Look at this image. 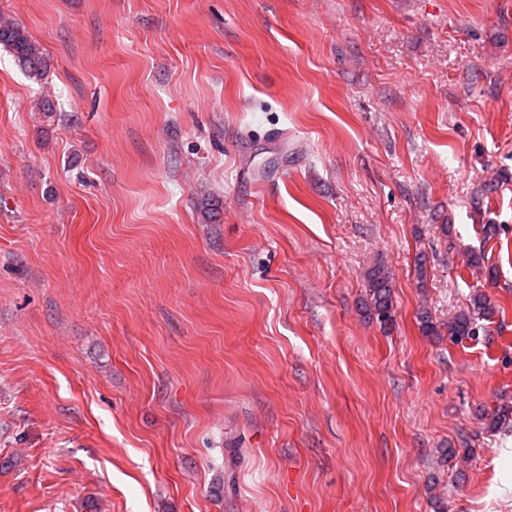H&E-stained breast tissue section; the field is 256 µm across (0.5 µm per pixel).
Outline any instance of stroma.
<instances>
[{
  "instance_id": "35a3bbf8",
  "label": "stroma",
  "mask_w": 512,
  "mask_h": 512,
  "mask_svg": "<svg viewBox=\"0 0 512 512\" xmlns=\"http://www.w3.org/2000/svg\"><path fill=\"white\" fill-rule=\"evenodd\" d=\"M0 13V512H512V0ZM0 45L7 48L17 63L32 75H42L50 68L44 48L28 30L10 16L0 14ZM367 298L364 312L369 320H376L381 327L387 328L393 323L394 303L392 278L385 265L375 264L365 273ZM496 310V305L484 293L474 294L470 300V306L460 310L447 323L440 325L435 321L427 308H422L417 316L419 329L424 336L441 339L448 337L453 344L462 343L464 340L479 336L480 330L485 333L487 325L491 324ZM483 322H488L487 324Z\"/></svg>"
}]
</instances>
